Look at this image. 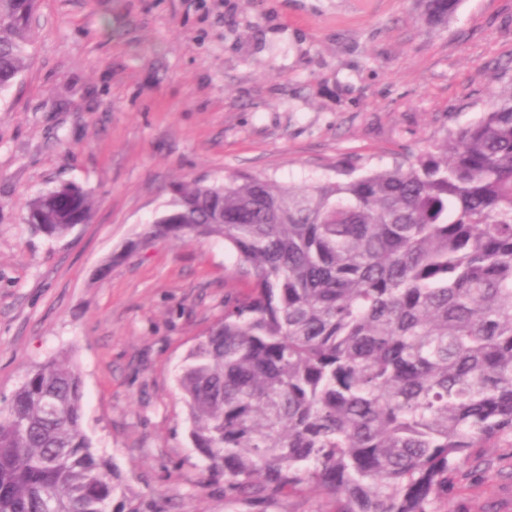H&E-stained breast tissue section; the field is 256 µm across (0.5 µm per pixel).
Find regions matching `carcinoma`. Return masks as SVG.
Returning <instances> with one entry per match:
<instances>
[{
    "label": "carcinoma",
    "mask_w": 512,
    "mask_h": 512,
    "mask_svg": "<svg viewBox=\"0 0 512 512\" xmlns=\"http://www.w3.org/2000/svg\"><path fill=\"white\" fill-rule=\"evenodd\" d=\"M460 0H423L442 24ZM36 0H0V92L24 70ZM62 238L72 184L27 204ZM219 238L249 293L177 382L193 445L234 498L310 485L329 512H440L474 449L512 440V84L436 151L302 189L252 174L176 186L140 239ZM63 358L0 406V512H107L120 488L82 428Z\"/></svg>",
    "instance_id": "carcinoma-1"
}]
</instances>
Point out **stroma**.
<instances>
[{
	"mask_svg": "<svg viewBox=\"0 0 512 512\" xmlns=\"http://www.w3.org/2000/svg\"><path fill=\"white\" fill-rule=\"evenodd\" d=\"M31 58L0 95V404L49 358L83 381V428L135 512H328L224 494L194 448L177 375L248 291L223 240L139 234L174 184L233 173L298 187L385 170L471 123L512 81V0H38ZM91 193L90 223L51 239L41 191ZM448 486L457 512H512V444ZM459 4L460 0H423V19L428 24L446 23Z\"/></svg>",
	"mask_w": 512,
	"mask_h": 512,
	"instance_id": "obj_1",
	"label": "stroma"
}]
</instances>
